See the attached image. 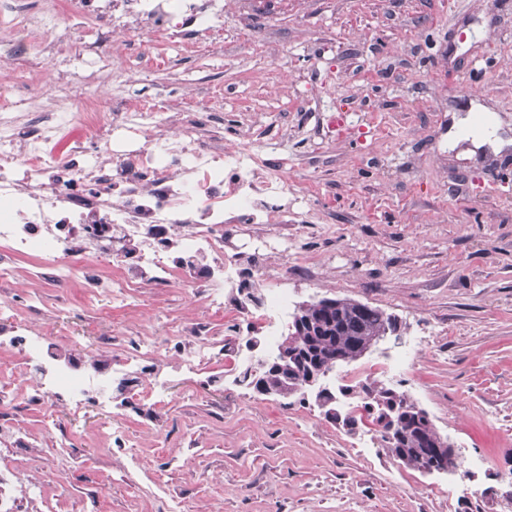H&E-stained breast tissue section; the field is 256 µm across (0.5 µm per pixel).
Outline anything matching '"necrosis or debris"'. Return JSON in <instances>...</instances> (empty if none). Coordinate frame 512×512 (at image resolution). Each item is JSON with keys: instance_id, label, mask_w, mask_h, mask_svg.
Returning a JSON list of instances; mask_svg holds the SVG:
<instances>
[{"instance_id": "necrosis-or-debris-1", "label": "necrosis or debris", "mask_w": 512, "mask_h": 512, "mask_svg": "<svg viewBox=\"0 0 512 512\" xmlns=\"http://www.w3.org/2000/svg\"><path fill=\"white\" fill-rule=\"evenodd\" d=\"M225 0H0V276L13 260L38 257L61 292L80 284L88 298L129 303L140 287L187 288L203 320L174 326L165 344L136 338L113 354L111 332L69 359H58L56 331L20 319L0 301V354L14 355L18 399L0 395V431L18 406L44 407L51 425L95 406L156 417L166 401L168 352L178 372L198 375L224 360L207 318L232 304L253 318L243 265L228 224H275L262 254H286L299 223L287 174L254 143L224 145L220 105L185 86L133 95L128 56L149 55L155 38L217 51ZM111 84L78 67L85 55ZM62 65L48 98L30 93L40 69ZM150 363L158 379L136 387L132 368Z\"/></svg>"}]
</instances>
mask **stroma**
I'll return each mask as SVG.
<instances>
[{
    "mask_svg": "<svg viewBox=\"0 0 512 512\" xmlns=\"http://www.w3.org/2000/svg\"><path fill=\"white\" fill-rule=\"evenodd\" d=\"M254 35L224 23V51L153 46L168 64L158 87L185 82L223 100L224 142L265 127L271 163L287 161L305 192L303 223L288 227V254L272 285L293 302L350 298L399 319L346 364L349 372L424 340L397 382L454 445L479 459L449 493L385 452L356 448L355 433L313 400L261 396L243 371L225 307L209 324L224 342L223 385L176 377L159 423L91 407L48 431L32 406L0 436V468L65 472L48 491L17 482L23 512H512V152L476 160L448 150V121L470 101L495 112L512 137V0H237ZM472 87L474 98L464 96ZM41 298L39 317L66 337L61 356L93 341L92 328L164 341L194 315L180 288H140L133 309L61 295L33 257L13 263L0 293ZM127 442L112 455L92 441L104 423ZM69 441L77 456L60 444Z\"/></svg>",
    "mask_w": 512,
    "mask_h": 512,
    "instance_id": "35a3bbf8",
    "label": "stroma"
}]
</instances>
